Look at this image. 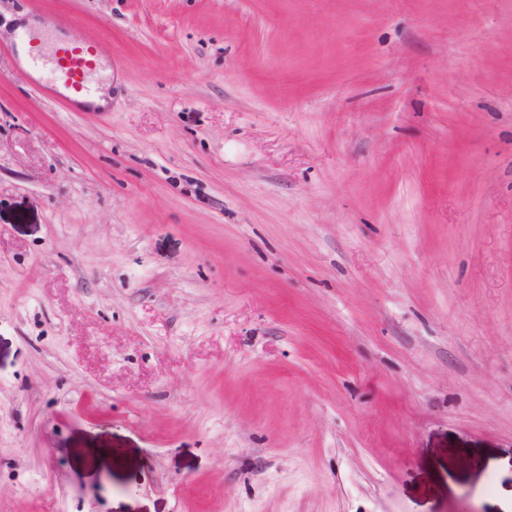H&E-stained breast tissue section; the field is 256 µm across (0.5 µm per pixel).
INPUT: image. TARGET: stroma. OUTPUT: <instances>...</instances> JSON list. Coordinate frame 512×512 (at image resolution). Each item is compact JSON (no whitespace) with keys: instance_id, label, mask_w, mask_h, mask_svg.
<instances>
[{"instance_id":"1","label":"stroma","mask_w":512,"mask_h":512,"mask_svg":"<svg viewBox=\"0 0 512 512\" xmlns=\"http://www.w3.org/2000/svg\"><path fill=\"white\" fill-rule=\"evenodd\" d=\"M69 13L106 109L22 72ZM512 512V0H0V512Z\"/></svg>"}]
</instances>
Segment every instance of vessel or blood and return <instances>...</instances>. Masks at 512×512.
<instances>
[{
  "mask_svg": "<svg viewBox=\"0 0 512 512\" xmlns=\"http://www.w3.org/2000/svg\"><path fill=\"white\" fill-rule=\"evenodd\" d=\"M17 43L28 46L26 67L40 74L48 88H62L65 99L71 105L94 96V77L100 69L93 43L70 36L53 45L50 52L41 49L42 34L31 28H23L16 33Z\"/></svg>",
  "mask_w": 512,
  "mask_h": 512,
  "instance_id": "1",
  "label": "vessel or blood"
}]
</instances>
